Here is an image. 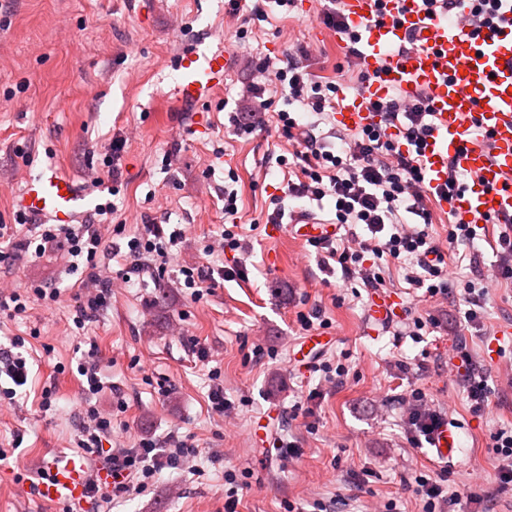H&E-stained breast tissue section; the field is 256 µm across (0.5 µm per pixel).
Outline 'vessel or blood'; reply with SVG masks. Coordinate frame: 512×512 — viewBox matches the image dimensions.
<instances>
[{
	"mask_svg": "<svg viewBox=\"0 0 512 512\" xmlns=\"http://www.w3.org/2000/svg\"><path fill=\"white\" fill-rule=\"evenodd\" d=\"M350 26L360 32L359 59L375 73L365 95L344 96L336 112L341 126L356 129L378 123L366 98L397 91L408 99L427 93L435 125L424 147L431 185L443 183L449 163L469 182L452 203L460 224H481L495 216L512 221V26H502L473 39L462 35L460 20H427L419 0H344ZM384 23H375L378 12ZM419 45L404 50L408 35ZM180 73L169 91L176 104L210 99L223 88L229 58L223 48L192 46L176 59ZM17 207L36 219L69 224L85 206V195L70 179L47 171L30 180ZM296 239H332L339 225L313 216L296 218ZM435 461L452 460L460 446L453 426L435 432L429 441ZM48 479L40 487L44 499L85 498L87 466L70 458L46 464Z\"/></svg>",
	"mask_w": 512,
	"mask_h": 512,
	"instance_id": "vessel-or-blood-1",
	"label": "vessel or blood"
}]
</instances>
